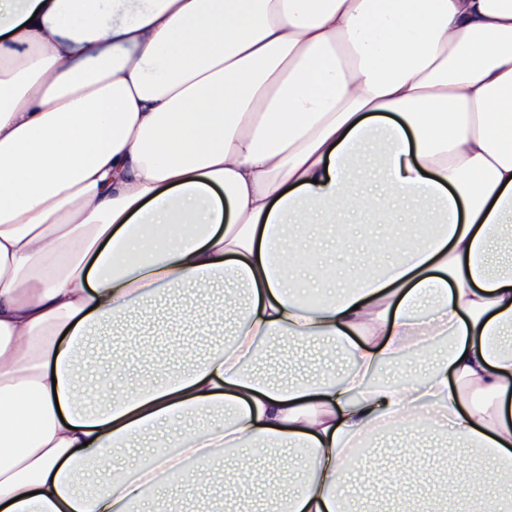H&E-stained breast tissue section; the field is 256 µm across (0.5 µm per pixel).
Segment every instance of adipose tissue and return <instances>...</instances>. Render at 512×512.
<instances>
[{
	"mask_svg": "<svg viewBox=\"0 0 512 512\" xmlns=\"http://www.w3.org/2000/svg\"><path fill=\"white\" fill-rule=\"evenodd\" d=\"M369 151L380 180L353 188ZM400 205L438 232L352 264L344 292L322 266L324 298L299 300L303 225L341 246L350 216ZM226 283L223 307L164 316L234 317L223 349L184 370L170 341L161 378L89 407L93 332ZM286 336L349 371L262 377ZM442 338L428 375L376 382ZM213 409L223 424L175 430ZM408 426L456 441L459 492L512 472V0H0V512H140L182 476L340 512L357 449ZM161 427L180 460L116 469ZM254 444L310 449L297 489L275 457L223 467ZM158 442V439L152 436H145L140 441L135 443V445L131 448H121L117 451L115 456V464L116 466H130L133 464L142 454L153 449L149 448Z\"/></svg>",
	"mask_w": 512,
	"mask_h": 512,
	"instance_id": "1",
	"label": "adipose tissue"
}]
</instances>
